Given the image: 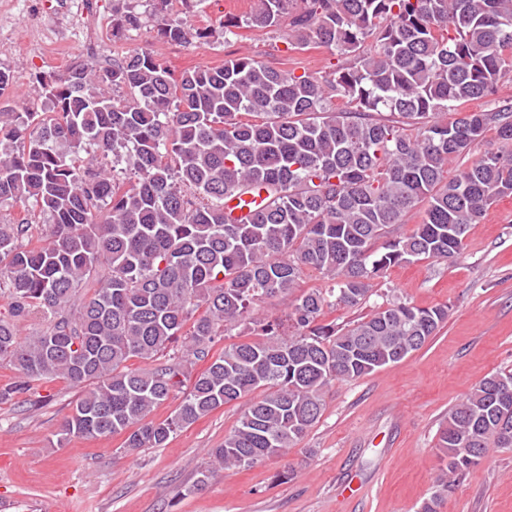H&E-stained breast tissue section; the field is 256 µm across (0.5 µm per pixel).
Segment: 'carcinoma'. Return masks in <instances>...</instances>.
Returning a JSON list of instances; mask_svg holds the SVG:
<instances>
[{"label":"carcinoma","mask_w":512,"mask_h":512,"mask_svg":"<svg viewBox=\"0 0 512 512\" xmlns=\"http://www.w3.org/2000/svg\"><path fill=\"white\" fill-rule=\"evenodd\" d=\"M151 2L170 41L286 17L288 49L316 44L339 59L317 75L241 54L176 77L134 49L35 78L45 112H0V206L24 212L0 224V361L19 374L0 404L57 378L87 386L57 442L123 433L134 453L259 393L210 449L203 484L297 447L327 386L402 361L447 319L445 306L397 302L346 329L321 322L328 307L362 304L395 265L458 258L470 226L512 196V101L466 107L512 73V0H256L219 31L169 18L173 0ZM140 26L117 10L112 37ZM490 131L501 149L448 176ZM245 195L261 203L237 216L227 202ZM420 205L419 224L391 236ZM41 222L47 238L33 234ZM306 268L332 287L295 296L283 318H254ZM34 314L42 326L19 340L17 322ZM235 329L257 340L210 355ZM176 396L166 419L149 418ZM492 446L512 448L510 370L448 410L446 472L420 512H437Z\"/></svg>","instance_id":"cac0c4a2"}]
</instances>
